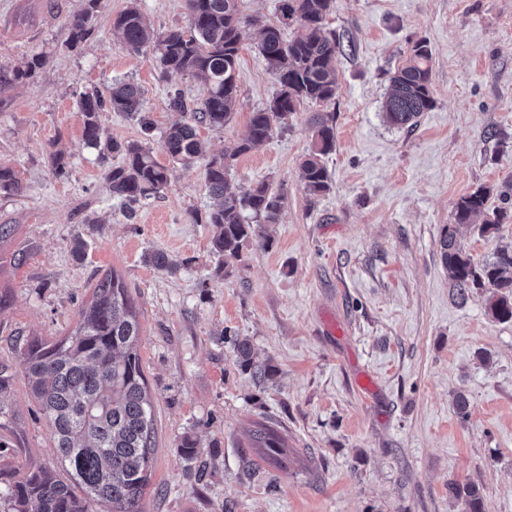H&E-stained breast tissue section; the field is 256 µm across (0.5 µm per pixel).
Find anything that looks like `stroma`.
<instances>
[{
  "mask_svg": "<svg viewBox=\"0 0 512 512\" xmlns=\"http://www.w3.org/2000/svg\"><path fill=\"white\" fill-rule=\"evenodd\" d=\"M128 3L99 0L73 47L81 0H0V67L42 60L29 78L0 85V165L22 185L0 196V224L15 227L0 244V291L11 298L0 309V362L17 365L26 338L70 333L112 271L135 304L154 409L143 512H458L452 482L475 485L484 512H512V322L487 314L484 289L456 298L438 244L461 197L488 187L495 209L512 182V0H336L328 24L345 45L336 98L301 105L236 159L235 185L269 182L285 201L226 277L213 273L211 225L190 218L213 203L203 168L172 164L158 138L174 117L169 91L194 103L204 87L113 38L112 19ZM139 6L157 30L189 25L185 0ZM418 39L432 47L435 105L414 126L393 127L381 115L389 77ZM256 42L245 27L231 121L198 128L210 151L232 148L278 90ZM115 79L141 87L157 135L144 139L136 120L109 110L100 114L106 135L146 140L170 171L131 220L105 181L119 156L101 160L82 141L80 92ZM323 115L334 120L336 148L326 158L330 189L313 198L299 161ZM56 147L69 153L62 174L49 158ZM455 226L475 264L512 248V218L490 236L476 223ZM157 250L178 270L148 262ZM236 336L271 379L238 366ZM6 401L13 418L0 440L17 445L14 466H58L23 375ZM259 422L286 436L288 466L251 448ZM187 435L206 474L181 453Z\"/></svg>",
  "mask_w": 512,
  "mask_h": 512,
  "instance_id": "1",
  "label": "stroma"
}]
</instances>
